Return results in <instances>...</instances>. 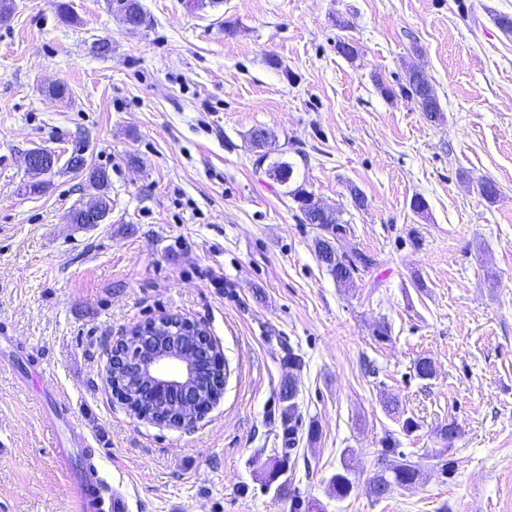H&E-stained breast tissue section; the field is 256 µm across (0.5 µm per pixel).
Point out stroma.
I'll return each instance as SVG.
<instances>
[{"label":"stroma","instance_id":"35a3bbf8","mask_svg":"<svg viewBox=\"0 0 512 512\" xmlns=\"http://www.w3.org/2000/svg\"><path fill=\"white\" fill-rule=\"evenodd\" d=\"M58 2L0 15V512H78L87 463L128 512H294V491L324 512H512V0H139L138 28L119 0ZM412 67L438 118L381 93ZM256 128L336 210L339 250L371 256L352 286L259 169ZM77 145L108 174L107 223L68 222L96 191L65 167L22 191L28 152ZM164 315L224 355L223 397L188 429L137 419L107 383L113 342ZM290 377L281 493L262 472ZM75 431L82 447L54 451ZM388 443L420 479L379 499Z\"/></svg>","mask_w":512,"mask_h":512}]
</instances>
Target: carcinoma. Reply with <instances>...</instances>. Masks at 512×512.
<instances>
[{"instance_id":"cac0c4a2","label":"carcinoma","mask_w":512,"mask_h":512,"mask_svg":"<svg viewBox=\"0 0 512 512\" xmlns=\"http://www.w3.org/2000/svg\"><path fill=\"white\" fill-rule=\"evenodd\" d=\"M121 9L123 21L126 24L133 28L142 25L144 18L138 0H123ZM400 91L403 96L414 101L427 117L432 118L436 115L438 99L432 84L423 72L409 71L406 83L400 86ZM83 151L84 148L81 146L72 149L69 159L70 169L84 174L90 183L99 188L105 186L108 181L106 171L86 166ZM269 157L270 153L267 151L258 155L259 162L267 163L265 173L270 179L280 185H288L298 179L295 163L279 158L270 162L268 161ZM288 194L298 203L299 209L304 215V223L315 224L322 230V234L315 237V248L329 275L336 280L338 285L350 286L360 269L371 265V259L359 251H354L344 257L338 256L335 242L345 232V226L339 222L336 211L333 209H324L320 212L310 211L307 205L309 192L302 183L289 190ZM120 379L125 381L126 389L137 394L142 408L151 412L150 419L155 422L168 418V411L160 408L161 403L164 402L171 406L178 403L181 398V392L175 391L162 400L152 399L149 397L150 388L138 381L133 374L122 375ZM283 440L285 448L281 449V455L274 457L273 467L266 475V484L268 485L286 471V460L291 456L294 440V429L289 424L284 427ZM393 455H395L393 448H383L378 455L379 470L370 482L371 493L377 498L388 495L395 487L412 486L418 480L419 473L412 462L402 454L399 455V459L393 460L391 459ZM329 487L340 499L348 496L353 488L348 465H343L331 476Z\"/></svg>"}]
</instances>
